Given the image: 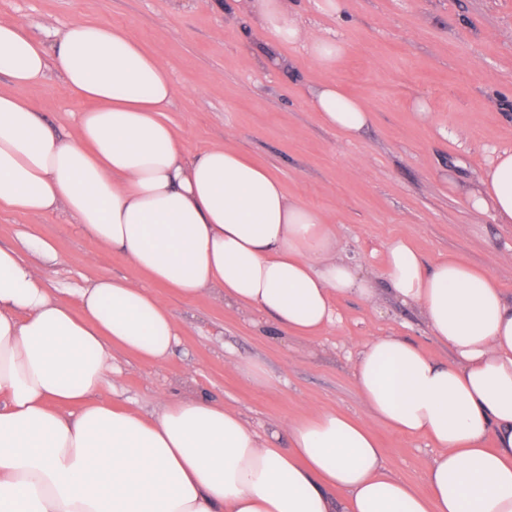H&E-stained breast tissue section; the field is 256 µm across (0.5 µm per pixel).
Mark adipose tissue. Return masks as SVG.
<instances>
[{
  "label": "adipose tissue",
  "mask_w": 512,
  "mask_h": 512,
  "mask_svg": "<svg viewBox=\"0 0 512 512\" xmlns=\"http://www.w3.org/2000/svg\"><path fill=\"white\" fill-rule=\"evenodd\" d=\"M226 7L265 33L264 67H289L287 44L324 70L345 52L286 0ZM53 69L92 103L73 140L24 95ZM0 73L13 84L0 93V205L64 213L144 276L87 281L68 304L38 265L56 258L51 240L36 239L32 260L0 246V512H512V294L470 264L426 265L403 239L388 246V286L450 357L400 336L359 343L350 361L364 417L317 410L262 437L207 398L160 396L150 418L102 400L118 376L114 350L158 364L178 342L153 286L315 336L334 325V298L376 300L373 280L342 257L327 216L266 167L225 145L181 151L171 73L122 28L75 20L47 44L0 18ZM310 104L349 139L372 120L333 83ZM467 201L512 224V147ZM374 421L435 444L427 493L390 473Z\"/></svg>",
  "instance_id": "adipose-tissue-1"
}]
</instances>
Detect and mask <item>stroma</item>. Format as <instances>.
Listing matches in <instances>:
<instances>
[{"label": "stroma", "mask_w": 512, "mask_h": 512, "mask_svg": "<svg viewBox=\"0 0 512 512\" xmlns=\"http://www.w3.org/2000/svg\"><path fill=\"white\" fill-rule=\"evenodd\" d=\"M320 0H294L300 21L345 47L336 68L316 67L299 45L293 62L272 70L255 62L263 34L216 0H0V17L40 26L74 20L119 26L169 68L179 89L168 116L184 154L225 144L268 167L289 196L328 214L347 253L376 280L374 303L336 299L338 321L319 335H288L269 318L192 300L158 288L181 327L172 355L150 364L117 350L124 371L119 401L143 414L160 395L209 398L239 411L257 431L305 416L310 408L363 412L349 356L372 336L396 335L448 360L422 316L397 303L385 278L387 247L402 238L426 264L448 258L492 275L512 293V224L470 211L474 187L494 150L512 147V0H346L344 18L325 15ZM336 82L372 113L354 139L323 124L309 103L311 86ZM26 97L66 139L89 103L50 72ZM423 101L433 124L413 111ZM448 136H441V129ZM54 241L59 258L41 263L62 301L86 280H141L121 253L99 244L63 213L32 217L0 207V245L25 248V233ZM234 360L261 365L258 385ZM371 430L390 472L426 492L425 471L437 450L427 439Z\"/></svg>", "instance_id": "35a3bbf8"}]
</instances>
